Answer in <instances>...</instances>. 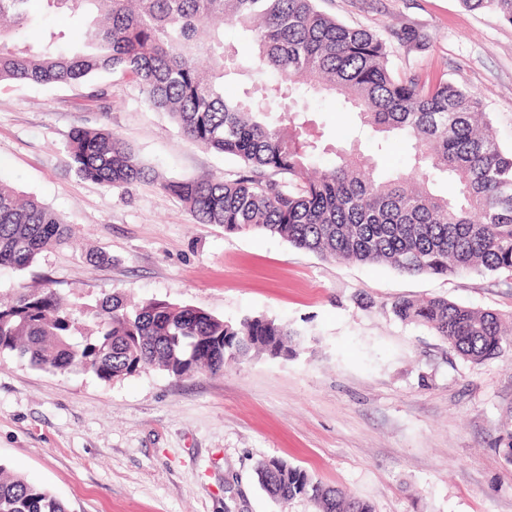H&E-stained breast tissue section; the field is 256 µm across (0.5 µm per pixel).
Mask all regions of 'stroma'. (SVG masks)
Masks as SVG:
<instances>
[{"instance_id": "obj_1", "label": "stroma", "mask_w": 512, "mask_h": 512, "mask_svg": "<svg viewBox=\"0 0 512 512\" xmlns=\"http://www.w3.org/2000/svg\"><path fill=\"white\" fill-rule=\"evenodd\" d=\"M379 35L395 72L479 93L512 149V25L461 0H318ZM413 28L428 47L396 33ZM103 89L105 100L87 95ZM108 123L159 179L110 188L81 179L65 144ZM236 162L190 144L138 87L101 73L71 85L0 87V179L69 225L70 241L24 271L0 268V299L50 287L92 306L121 294L264 316L303 332L296 356L265 354L181 380L144 370L117 382L52 374L0 354V464L46 487L70 512H316L281 503L254 467L278 457L370 502L375 512H512V342L480 363L398 319L402 297L498 312L512 325V280L469 272L409 275L344 262L263 232L197 223L162 181L215 180ZM109 255L90 261V251Z\"/></svg>"}]
</instances>
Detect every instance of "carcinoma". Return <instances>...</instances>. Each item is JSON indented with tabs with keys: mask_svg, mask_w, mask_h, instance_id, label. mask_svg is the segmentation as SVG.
Segmentation results:
<instances>
[{
	"mask_svg": "<svg viewBox=\"0 0 512 512\" xmlns=\"http://www.w3.org/2000/svg\"><path fill=\"white\" fill-rule=\"evenodd\" d=\"M32 0H0V85L74 83L120 73L140 87L151 112H165L190 143L234 157L224 180L161 183L200 224L266 232L325 257L377 263L406 274L471 271L512 277V151L498 142L480 96L417 72L397 75L386 43L321 12L317 0H44L84 19L76 33L30 27ZM512 24V0H462ZM256 46L244 65L224 49V25ZM230 80L247 82L227 95ZM332 95L373 141L369 154L325 137L308 99ZM408 147L409 171L379 173L389 137ZM66 153L76 174L112 188L156 180L155 171L108 125L75 128ZM335 156L319 169L318 159ZM438 177L457 185L441 195ZM63 219L20 199L0 179V268L19 271L68 241ZM400 320L427 327L462 357L499 354V316L443 298H402ZM78 337L68 300L45 288L0 304V353L54 374L87 372L120 381L147 368L181 379L216 375L252 353L289 357L301 333L261 317L228 322L164 301L130 305L119 296L94 312ZM264 489L283 501L307 496L320 512H374L370 503L271 457L256 464ZM0 512H69L48 489L0 464Z\"/></svg>",
	"mask_w": 512,
	"mask_h": 512,
	"instance_id": "carcinoma-1",
	"label": "carcinoma"
}]
</instances>
